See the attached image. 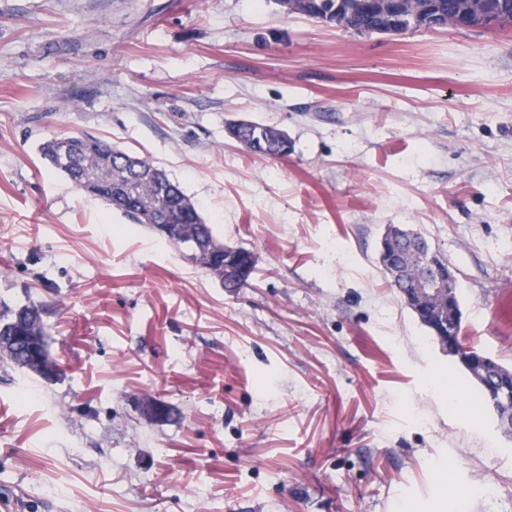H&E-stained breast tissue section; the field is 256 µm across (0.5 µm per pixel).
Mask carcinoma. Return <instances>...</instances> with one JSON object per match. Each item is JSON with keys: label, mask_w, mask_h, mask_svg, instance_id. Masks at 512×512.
<instances>
[{"label": "carcinoma", "mask_w": 512, "mask_h": 512, "mask_svg": "<svg viewBox=\"0 0 512 512\" xmlns=\"http://www.w3.org/2000/svg\"><path fill=\"white\" fill-rule=\"evenodd\" d=\"M390 0H275L286 15L300 14L323 23L339 22V27L362 35L393 34ZM434 3L442 14V24L460 26L463 16L478 12H497L512 17V0H400L399 10L406 17L419 15L428 3ZM278 128L269 122L249 121L241 135L240 146L249 154L267 158L279 157ZM39 151L51 167L85 194L101 200L107 206L121 211L132 223L158 230L159 224H174L178 231L168 237V242L183 247L188 241L204 238L221 244L212 225L204 222L197 205L188 198L179 185L170 180L165 170L146 157L133 155L136 167V194L122 198L117 195V184L125 171L122 160L128 152L94 136L69 134L43 141ZM93 172L97 177L83 179V174ZM187 259L204 269L210 276L232 291L250 285L244 280L236 284L224 282V267L212 262L206 250L186 253ZM424 270L419 257L408 256L402 277L391 282L397 291L415 290L423 278ZM8 325L2 335L19 336L21 340L0 348V360L27 373L42 376L32 367L35 349L42 357L43 368L59 367L49 350L48 332L43 322L41 308L35 303L0 313V327ZM460 338L463 349L476 357H483L487 365L467 367L465 372L475 382L477 398L492 404L489 396L491 385L499 378L512 379V368L488 356L461 338V323L451 326Z\"/></svg>", "instance_id": "carcinoma-1"}]
</instances>
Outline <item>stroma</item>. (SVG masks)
Listing matches in <instances>:
<instances>
[{"instance_id":"stroma-1","label":"stroma","mask_w":512,"mask_h":512,"mask_svg":"<svg viewBox=\"0 0 512 512\" xmlns=\"http://www.w3.org/2000/svg\"><path fill=\"white\" fill-rule=\"evenodd\" d=\"M235 119L292 142L263 159ZM148 157L224 245L228 291L39 153ZM396 224L458 270L462 334L512 367V30L365 36L275 0H0V512H512V442L378 263ZM152 396L178 413L143 418ZM241 253L248 255L252 260L251 275L248 280L241 281L236 284H228L224 281V269L227 275L231 277L233 281H239L243 279L246 273V267L241 262V257L236 251H230V249L224 247V253L218 254L220 258L224 259V267L216 265L212 262L210 253L207 250L197 251L191 254L189 251L186 252L187 259L191 260L195 264L199 265L204 269L210 276L219 281L224 288L230 289L231 291L238 290L249 286L252 275L256 267V258L254 254L244 248H238ZM7 324L6 336H23L22 340L10 344L8 347L1 346L0 360L20 369L28 374L43 378L42 373L32 371L30 363L34 356L30 348H34L42 357L44 370L53 367L61 370L58 361L52 357L49 350L48 332L43 322L41 308L35 303L24 305L15 310L0 313V328Z\"/></svg>"}]
</instances>
